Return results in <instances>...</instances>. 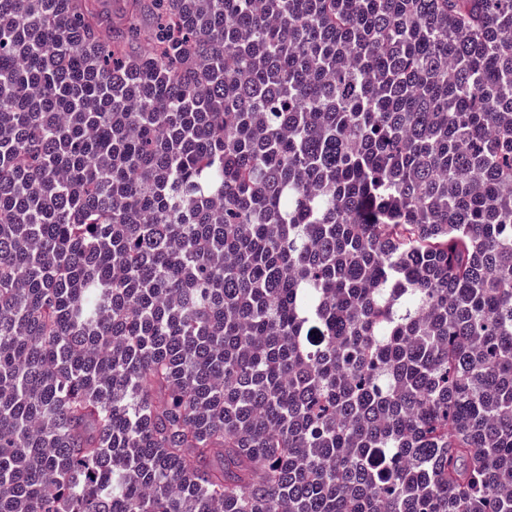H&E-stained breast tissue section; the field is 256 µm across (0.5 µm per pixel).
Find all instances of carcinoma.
<instances>
[{
  "label": "carcinoma",
  "mask_w": 512,
  "mask_h": 512,
  "mask_svg": "<svg viewBox=\"0 0 512 512\" xmlns=\"http://www.w3.org/2000/svg\"><path fill=\"white\" fill-rule=\"evenodd\" d=\"M0 512H512V0H0Z\"/></svg>",
  "instance_id": "carcinoma-1"
}]
</instances>
